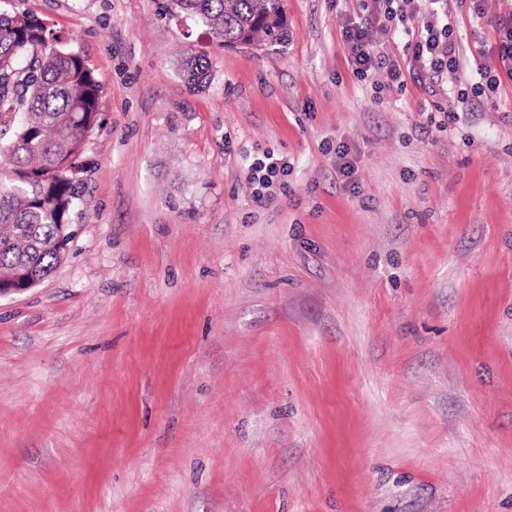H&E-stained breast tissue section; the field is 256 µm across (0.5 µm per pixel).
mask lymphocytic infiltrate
Returning a JSON list of instances; mask_svg holds the SVG:
<instances>
[{
    "instance_id": "obj_1",
    "label": "lymphocytic infiltrate",
    "mask_w": 512,
    "mask_h": 512,
    "mask_svg": "<svg viewBox=\"0 0 512 512\" xmlns=\"http://www.w3.org/2000/svg\"><path fill=\"white\" fill-rule=\"evenodd\" d=\"M365 15L344 20L341 35L348 49V63L357 74L386 70L391 81L404 85L414 80L426 94H434L445 77L459 74L448 88V109L467 108L472 99L495 91L502 78L512 79V20L490 17L484 0H469L475 19L485 21L496 37L494 47L506 70L505 76L476 66L464 76L462 36L448 17L447 0H371ZM401 44V55L382 52L376 45L378 32Z\"/></svg>"
}]
</instances>
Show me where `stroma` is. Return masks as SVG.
<instances>
[{
  "mask_svg": "<svg viewBox=\"0 0 512 512\" xmlns=\"http://www.w3.org/2000/svg\"><path fill=\"white\" fill-rule=\"evenodd\" d=\"M165 4L0 0L105 121L63 260L0 299V512H512V82L452 113L357 76L360 0H285L279 51ZM187 80L194 87H205L211 80V65L202 57H189L182 60ZM288 169V161L285 159H274L265 157V160H257L253 163V181L257 186L254 188L253 198L258 205H266L273 201L268 189L274 183V178L281 175Z\"/></svg>",
  "mask_w": 512,
  "mask_h": 512,
  "instance_id": "35a3bbf8",
  "label": "stroma"
}]
</instances>
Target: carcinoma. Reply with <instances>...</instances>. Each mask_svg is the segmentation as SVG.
<instances>
[{
    "label": "carcinoma",
    "instance_id": "obj_1",
    "mask_svg": "<svg viewBox=\"0 0 512 512\" xmlns=\"http://www.w3.org/2000/svg\"><path fill=\"white\" fill-rule=\"evenodd\" d=\"M226 48L288 45L284 0H169ZM204 87L211 65L182 60ZM101 84L86 60L27 15L0 14V275L20 266L53 272L82 197L78 159L101 126Z\"/></svg>",
    "mask_w": 512,
    "mask_h": 512
}]
</instances>
